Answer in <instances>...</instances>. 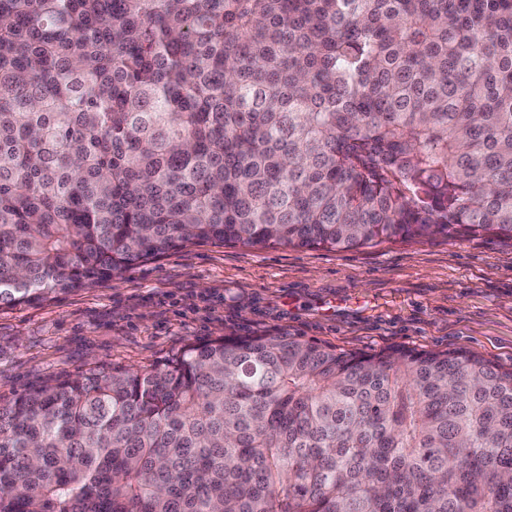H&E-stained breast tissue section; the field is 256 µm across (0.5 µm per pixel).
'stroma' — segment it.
Masks as SVG:
<instances>
[{"mask_svg": "<svg viewBox=\"0 0 512 512\" xmlns=\"http://www.w3.org/2000/svg\"><path fill=\"white\" fill-rule=\"evenodd\" d=\"M272 330L338 349L468 348L512 367V240L436 235L351 251L199 244L38 306L0 310V398L100 364Z\"/></svg>", "mask_w": 512, "mask_h": 512, "instance_id": "35a3bbf8", "label": "stroma"}]
</instances>
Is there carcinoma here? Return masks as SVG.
Masks as SVG:
<instances>
[{"instance_id": "carcinoma-1", "label": "carcinoma", "mask_w": 512, "mask_h": 512, "mask_svg": "<svg viewBox=\"0 0 512 512\" xmlns=\"http://www.w3.org/2000/svg\"><path fill=\"white\" fill-rule=\"evenodd\" d=\"M512 239V0H0V309L190 244ZM0 512H512V369L286 332L0 401Z\"/></svg>"}]
</instances>
